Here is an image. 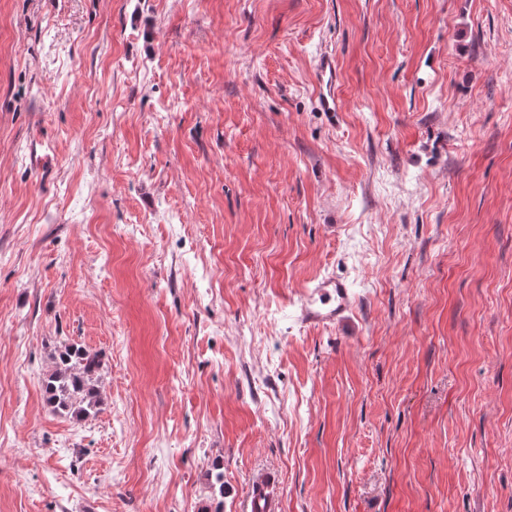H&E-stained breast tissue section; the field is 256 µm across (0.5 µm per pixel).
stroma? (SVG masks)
I'll list each match as a JSON object with an SVG mask.
<instances>
[{
  "label": "stroma",
  "mask_w": 512,
  "mask_h": 512,
  "mask_svg": "<svg viewBox=\"0 0 512 512\" xmlns=\"http://www.w3.org/2000/svg\"><path fill=\"white\" fill-rule=\"evenodd\" d=\"M260 469L276 512H512V0H0V512ZM319 85V106L323 112H340L337 94L338 74L336 58L330 54L321 57L316 74ZM353 303L347 283L339 278L319 280L300 308V319L306 324H334L344 318ZM102 354L74 344H62L53 368L43 380L46 403L58 414L81 419L99 406L98 378Z\"/></svg>",
  "instance_id": "stroma-1"
}]
</instances>
